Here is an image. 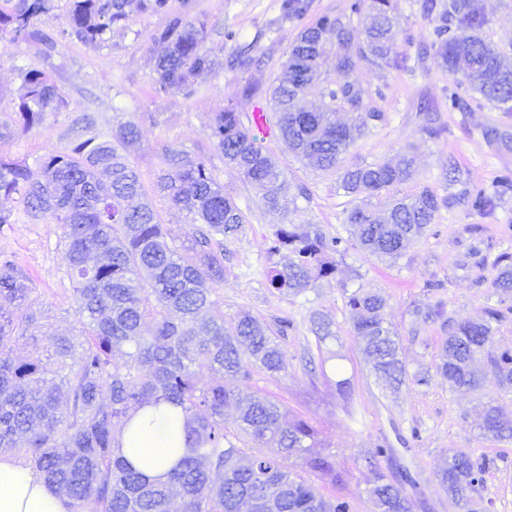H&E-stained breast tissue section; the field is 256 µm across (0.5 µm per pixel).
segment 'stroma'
Instances as JSON below:
<instances>
[{
  "label": "stroma",
  "instance_id": "stroma-1",
  "mask_svg": "<svg viewBox=\"0 0 512 512\" xmlns=\"http://www.w3.org/2000/svg\"><path fill=\"white\" fill-rule=\"evenodd\" d=\"M280 4L169 0L167 11L138 14L92 46L67 34L69 0H54L53 10L37 24L47 42L0 39V158L33 166L48 154L68 152L74 144L73 119L90 112L96 119L93 132L100 136L129 120L139 125L140 139L130 148L129 160L145 186L153 185L167 152L184 151L205 161L246 216L242 232L224 242V282L217 297L225 318L247 312L274 328L280 321L288 323L280 338L288 353L287 371L272 376L253 369L248 385L321 428L337 463L349 471L344 487L323 481L321 493L346 497L352 512H371L365 490L375 472L390 476L405 468L417 486L415 512H458L435 475L442 452L453 449L486 458L477 495L488 512H512V439L482 437L477 410L479 402L492 399L512 418V388L498 386L489 376L479 390L451 389L437 371L446 331L437 321L413 327L410 315L412 307L440 302L447 316L476 320L485 307H500L504 317L495 326L490 350L512 353V298L499 299L490 286L493 261L502 252L512 253V197L487 214L463 202L441 210L398 258L379 260L365 254L347 233L343 218L349 199L338 190L336 175L304 165L282 140L271 137L264 147L275 153L288 180L304 185L309 196H289L278 209H267L255 190L225 167L209 139V124L230 102L243 113L267 107L266 99L244 98L242 90L272 83L299 32V21L282 19ZM482 6L489 20L485 34L512 66V0H482ZM174 14L205 20V45L216 62L212 73L197 77L189 96L160 90L151 52L153 34ZM430 29L419 0H398L394 30L405 68L378 70L360 61L350 72V81L367 91L371 107L382 118L349 148L343 163H373L409 151L417 158V175L394 186V193L412 194L426 185L439 195L450 194L446 173L452 160L462 170L467 189L492 192L501 175H512V112L473 100L468 92L463 95L466 108L449 110L444 97L449 75L433 58L419 56ZM230 30L237 42L226 41ZM238 42L252 45L260 65L242 72L224 68ZM31 68L54 82L67 105L24 134L14 119L23 76ZM425 105L445 128L440 136L421 129L420 109ZM14 218V223L0 225V254L31 279L42 330L73 332L77 321L61 228L49 219L31 217L20 205ZM284 224H315L326 235L342 239L335 275L317 280L295 297L272 288L266 278L268 267L279 260L269 248ZM359 289L385 297V317L400 335L401 355L410 372L425 374L426 383L396 392L370 373L358 352L347 307L349 295ZM317 312L332 321L335 339L321 344L311 333L310 319ZM329 350L343 357L344 374L352 379V401L343 400L333 380L310 374L305 366L306 356ZM380 448L385 451L381 457L376 454ZM372 455L378 462L374 470L366 462Z\"/></svg>",
  "mask_w": 512,
  "mask_h": 512
}]
</instances>
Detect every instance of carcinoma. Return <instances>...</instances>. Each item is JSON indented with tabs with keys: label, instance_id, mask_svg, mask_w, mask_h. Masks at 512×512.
I'll use <instances>...</instances> for the list:
<instances>
[{
	"label": "carcinoma",
	"instance_id": "cac0c4a2",
	"mask_svg": "<svg viewBox=\"0 0 512 512\" xmlns=\"http://www.w3.org/2000/svg\"><path fill=\"white\" fill-rule=\"evenodd\" d=\"M52 0H14L0 12V25L12 40H37L35 25ZM168 0H69L68 26L89 45L104 40L113 27L144 12H162ZM305 0H283L285 19H300ZM350 15L367 12L361 43L353 42L350 20L323 14L305 24L282 63L270 90V119L294 156L322 171L338 173V188L351 197L343 223L367 254L396 258L422 235L452 197L424 187L412 195L386 198V215L373 200L415 175V159L399 153L388 161L345 167L342 156L369 124L382 119L367 103L365 91L348 80L356 63L384 70L400 67L393 34L394 0H352ZM431 20L428 49L448 74L462 80L448 84V110L459 108L461 85L502 112H512V69L484 35L487 19L479 0H448L424 5ZM205 21L170 17L152 37L160 89L194 93V78L208 73L213 60L204 45ZM251 47L230 54L232 70L249 68ZM336 80L323 88L321 105L307 109L300 100L323 71ZM66 101L45 73H24L17 118L27 132ZM355 115L336 121V113ZM210 138L271 210L286 195L308 198L307 189L290 183L276 158L230 103L213 115ZM139 137L127 121L110 136L79 142L71 153L49 154L33 169L24 161L0 158V224L11 223L12 203L20 200L29 214L42 215L62 229L67 275L72 283L79 329L75 336H48L46 360L13 357V343L34 323L18 321L9 307L31 305L29 277L12 260L0 262V453H14L22 465L38 472L55 493L68 499L72 512H351L344 498L325 499L307 479L313 475L336 486L348 471L336 464L329 444L309 421L291 414L276 400L249 391L230 390L224 378L250 380L252 368L271 375L288 369L272 330L249 313L224 322L214 286L224 283V239L243 229L246 217L224 192L205 163L169 153V172L145 189L127 157ZM512 194V177L504 175L493 193L468 197L477 210H490ZM187 212L195 231L183 239L160 223L153 198ZM271 250L282 260L269 270L271 287L298 295L315 281L336 274L333 254L339 237L313 224H284ZM491 287L512 296V254H499ZM353 336L375 378L397 390L409 375L399 354L398 331L385 319V297L359 289L347 301ZM502 312L487 307L479 320H446V339L437 371L452 388L477 390L484 376L474 367L484 355L501 387L512 385V353L493 355V324ZM311 332L318 342L336 338L332 323L317 316ZM210 374L203 380V372ZM168 404L187 419V452L167 473L151 481L121 454L117 437L146 406ZM235 409L237 430L224 432V414ZM483 435L512 439V421L499 408L483 409ZM254 450L247 452L246 446ZM367 489L372 512H413L414 500L400 479L377 471ZM484 465L462 451L441 455L436 476L466 512L465 492L483 483Z\"/></svg>",
	"mask_w": 512,
	"mask_h": 512
}]
</instances>
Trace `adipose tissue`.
<instances>
[{"label": "adipose tissue", "mask_w": 512, "mask_h": 512, "mask_svg": "<svg viewBox=\"0 0 512 512\" xmlns=\"http://www.w3.org/2000/svg\"><path fill=\"white\" fill-rule=\"evenodd\" d=\"M126 458L146 476L165 477L184 446V419L147 407L134 413L121 437ZM0 512H69L66 500L14 457L0 455Z\"/></svg>", "instance_id": "1"}]
</instances>
